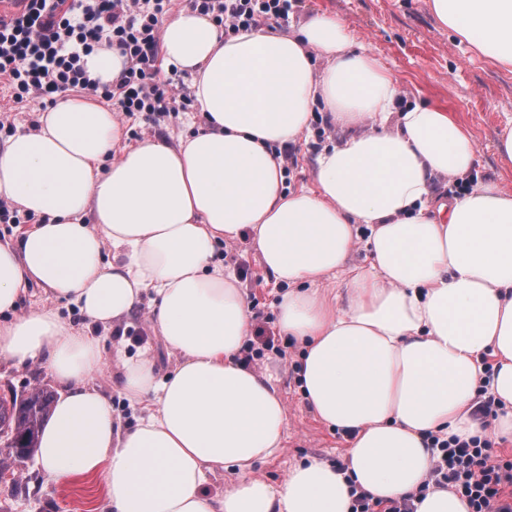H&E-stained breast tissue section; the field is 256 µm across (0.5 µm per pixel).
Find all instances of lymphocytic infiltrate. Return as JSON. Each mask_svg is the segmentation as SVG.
I'll list each match as a JSON object with an SVG mask.
<instances>
[{
	"mask_svg": "<svg viewBox=\"0 0 512 512\" xmlns=\"http://www.w3.org/2000/svg\"><path fill=\"white\" fill-rule=\"evenodd\" d=\"M171 0H19L16 11L0 14V78L15 102L53 101L55 94H99L119 118L142 114L179 118L190 94L158 78L162 49L160 19ZM299 0H188L225 33L281 24ZM106 45L125 56L115 83L92 82L83 58ZM438 461L433 485L466 497L471 512H512V460L493 456L484 436L434 440Z\"/></svg>",
	"mask_w": 512,
	"mask_h": 512,
	"instance_id": "lymphocytic-infiltrate-1",
	"label": "lymphocytic infiltrate"
}]
</instances>
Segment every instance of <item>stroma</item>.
<instances>
[{"label": "stroma", "mask_w": 512, "mask_h": 512, "mask_svg": "<svg viewBox=\"0 0 512 512\" xmlns=\"http://www.w3.org/2000/svg\"><path fill=\"white\" fill-rule=\"evenodd\" d=\"M341 19L357 45L377 57L399 79L407 102H431L448 108L473 133L478 146V162L468 175V183L497 180L512 188V163L501 161L493 145L501 130L512 125V70L501 68L477 54L433 17L429 0H302L293 15L302 23L315 13ZM343 131L331 123L325 112H317L309 130L295 145L296 166L285 180L287 190L311 187L316 154L325 146L340 143ZM226 269L240 278L246 298L256 299L261 313L253 327L276 332L279 352H268L257 360L260 368H270L279 378L287 406L288 424L283 447L259 462L256 472L278 483L290 467L316 456L332 462L344 459L348 440L318 421L302 399L296 381L298 348L279 334L277 305L285 291L264 272L249 235L219 246ZM125 335L97 329L107 358L118 353L136 355L149 350L160 370L173 363L160 336L137 313L128 321ZM55 388L48 365L32 360L16 366L0 361V396L22 392L33 384ZM0 512H107L104 487L99 481H78L67 485L45 483L38 461L28 462L23 485L11 489L0 484Z\"/></svg>", "instance_id": "stroma-1"}]
</instances>
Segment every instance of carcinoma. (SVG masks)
Segmentation results:
<instances>
[{
  "instance_id": "1",
  "label": "carcinoma",
  "mask_w": 512,
  "mask_h": 512,
  "mask_svg": "<svg viewBox=\"0 0 512 512\" xmlns=\"http://www.w3.org/2000/svg\"><path fill=\"white\" fill-rule=\"evenodd\" d=\"M55 401V393L40 385L20 395L0 397V438H5L6 448L0 454V472H12L35 456L39 433Z\"/></svg>"
}]
</instances>
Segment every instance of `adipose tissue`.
<instances>
[{"label": "adipose tissue", "mask_w": 512, "mask_h": 512, "mask_svg": "<svg viewBox=\"0 0 512 512\" xmlns=\"http://www.w3.org/2000/svg\"><path fill=\"white\" fill-rule=\"evenodd\" d=\"M429 5L512 69V0ZM161 29L167 64L193 77L185 122L203 118V131L128 145L112 110L82 93L0 145V198L41 219L0 243V358L45 360L61 386L39 436L45 482L96 478L110 512H351L354 487L412 496L415 512H471L429 484L431 439L480 435L486 394L495 435L512 438V190L490 180L436 198L435 178L473 169V134L444 108L404 103L334 17L228 36L185 9ZM319 105L349 135L318 153L312 188L286 190L276 150L300 141ZM246 232L286 287L278 322L300 348L299 391L347 437L345 470L312 458L280 483L255 471L282 448L287 409L277 375L240 359L248 305L216 257ZM339 276L340 294L328 286ZM32 282L109 329L147 308L176 361L162 374L148 353L121 356L119 388L144 411L134 426L94 383L98 337L45 306L17 314Z\"/></svg>", "instance_id": "adipose-tissue-1"}]
</instances>
